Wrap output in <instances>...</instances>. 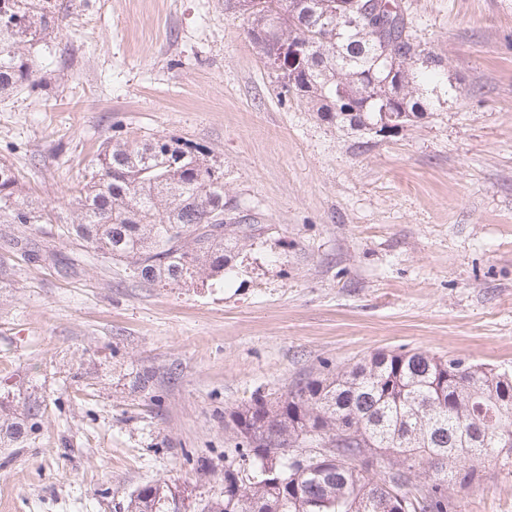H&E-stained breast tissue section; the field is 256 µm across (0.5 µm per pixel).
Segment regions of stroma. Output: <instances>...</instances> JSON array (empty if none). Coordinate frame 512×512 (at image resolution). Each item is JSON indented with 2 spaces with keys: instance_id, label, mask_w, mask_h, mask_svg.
Segmentation results:
<instances>
[{
  "instance_id": "stroma-1",
  "label": "stroma",
  "mask_w": 512,
  "mask_h": 512,
  "mask_svg": "<svg viewBox=\"0 0 512 512\" xmlns=\"http://www.w3.org/2000/svg\"><path fill=\"white\" fill-rule=\"evenodd\" d=\"M443 85L390 135L284 94L225 0H48L0 160L65 218L108 137L199 144L230 217L270 225L215 284L143 286L55 224H0V512L224 492L231 410L323 366L425 351L512 372V0H398ZM457 512H512L497 468Z\"/></svg>"
}]
</instances>
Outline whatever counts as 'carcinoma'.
Instances as JSON below:
<instances>
[{
	"mask_svg": "<svg viewBox=\"0 0 512 512\" xmlns=\"http://www.w3.org/2000/svg\"><path fill=\"white\" fill-rule=\"evenodd\" d=\"M358 27L342 25L334 0H243L251 42L300 43L307 55L266 64L282 88L317 106L322 117L366 134L384 112L407 124L423 115L414 93L435 78L442 58L420 48L396 0ZM61 29L44 0H0V98L34 84L24 49ZM403 97L392 104L389 74ZM77 211L63 219L24 193L19 174L0 160V224H61L63 235L127 263L144 285L222 280L241 242L261 238L265 224H226L224 172L205 163L195 145L150 136L105 139L77 189ZM233 456L250 462L254 480L241 493L240 469L224 466V495L201 512H456L450 488L464 489L489 466L512 472V376L424 351L375 352L343 370L291 384L285 393L255 397L230 412ZM328 441L330 455L290 450ZM401 449L396 469L381 451ZM285 473L279 487L262 470ZM424 470L426 490L406 473ZM128 512H181L173 487L148 485Z\"/></svg>",
	"mask_w": 512,
	"mask_h": 512,
	"instance_id": "1",
	"label": "carcinoma"
}]
</instances>
